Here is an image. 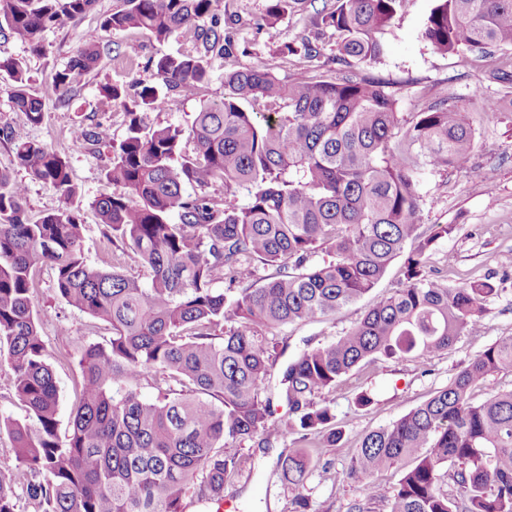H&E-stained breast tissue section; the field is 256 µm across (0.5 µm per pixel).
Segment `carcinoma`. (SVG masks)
I'll list each match as a JSON object with an SVG mask.
<instances>
[{
  "label": "carcinoma",
  "mask_w": 512,
  "mask_h": 512,
  "mask_svg": "<svg viewBox=\"0 0 512 512\" xmlns=\"http://www.w3.org/2000/svg\"><path fill=\"white\" fill-rule=\"evenodd\" d=\"M96 0H0V32L41 55L47 28L86 14ZM405 0H336L317 24L336 35L342 64L375 60L378 34ZM216 0H124L104 27L155 40L190 34L204 51L236 45L213 22ZM424 36L444 52L481 56L512 47V0H437ZM315 58L318 46L279 44ZM100 46L79 45L53 83L60 99L97 67ZM151 72L153 81L138 77ZM9 95L32 124L44 104L30 90L26 61L0 57ZM211 80L203 55L180 53L127 62V80L99 86L98 108L123 110L125 136L112 143L105 188L93 201L104 234L122 244L147 280L90 265L85 224L67 157L34 140L7 137L11 166L0 168V357L27 407L4 418L16 467L0 478V512H18L22 490L33 512H184L188 495L224 497L247 458L228 441L273 448L284 479L307 512L305 480L321 459L308 445L336 443L325 401L366 360L428 361L481 323L500 288L490 279L462 286L431 277L428 262L453 224H420L416 182L422 168H464L472 129L454 108L429 102L403 126L394 101L373 82L305 78L284 82L264 63L224 71V94L204 101L191 126L149 128L143 114L199 96ZM260 102L265 112L243 104ZM53 189L58 210L25 208L26 184L13 169ZM196 187L193 193L185 185ZM248 191L243 207L212 194ZM323 250L330 259L314 261ZM404 258L399 286L373 303L336 340L306 345L278 372L285 417H273L266 383L281 355L275 330L317 322L372 291ZM274 269L259 277L258 266ZM54 272L57 295L111 326L105 343L83 353L82 389L67 432L59 393L33 309L37 271ZM218 281L227 288H214ZM218 327L224 335H214ZM512 371V337L489 345L425 403L366 434L349 475L362 483L350 512H370L375 475L406 459L388 512H512V390L481 403L472 389ZM157 390L145 399L141 388Z\"/></svg>",
  "instance_id": "obj_1"
}]
</instances>
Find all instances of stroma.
<instances>
[{
	"mask_svg": "<svg viewBox=\"0 0 512 512\" xmlns=\"http://www.w3.org/2000/svg\"><path fill=\"white\" fill-rule=\"evenodd\" d=\"M121 4L122 0H96L92 11L68 26L45 30L41 39L46 52L41 56L29 54L26 45L0 34V56L25 59L33 88L45 108L43 122L30 124L23 112L13 107L9 79L0 74V131L18 139L40 141L66 154L79 190L74 205L85 224L88 263L108 269L117 262L127 275L142 279L145 269L104 236L92 207L104 188L106 145L122 139L126 133L121 109L106 114L98 111V88L108 81L124 80L127 60L143 62L164 53L192 52L196 46L185 37L176 36L161 44L145 33L105 28V17ZM335 5L336 0H283L278 19L270 23L266 20L269 0H217L214 16L233 35L237 54L226 60L211 58L213 80L200 98L172 101L144 117L151 127L190 126L201 99L223 94L225 69L242 68L262 59L285 82L311 76L372 78L395 100L399 117L405 122L425 102H445L462 112L474 131V151L466 168L429 170L421 176L417 186L421 222L456 227L451 237L437 244L431 263L449 284L461 285L489 277L502 292L488 302L478 331L461 337L448 354L426 362L378 360L344 377L341 386L330 395L342 437L332 447L320 438L314 442V452L331 462L328 468L313 470L307 480L305 493L315 512H349L359 500L360 485L348 472L352 453L365 434L406 415L446 387L464 364L489 345L512 336V112L489 113L481 109L485 101L512 98V85L496 82L490 76L499 63L512 60V48L485 60L466 52H440L424 37L436 0H406L403 11L381 36V55L369 63L347 66L336 60L335 35L315 23L319 12ZM305 38L318 45L320 54L316 59L300 54L284 59L274 52L282 42L297 45ZM83 42L100 44L104 53L98 67L82 77L75 96L69 102H61L52 76ZM78 126L101 132L104 147L74 148L71 132ZM401 266V261H394L374 294L341 309L333 318L283 327L280 334L287 339L286 357H293L305 344L329 342L356 324L375 295L397 287ZM34 305L41 317L47 359L59 389L58 420L64 428L79 404L83 352L90 344L104 342L111 331L106 323L62 301L56 294L50 270H42L36 280ZM362 392L374 396L370 408L357 406L356 397ZM284 448L281 442L267 451L243 444L242 452L250 456L251 469L225 483L228 512H294L295 492L282 482L276 465Z\"/></svg>",
	"mask_w": 512,
	"mask_h": 512,
	"instance_id": "35a3bbf8",
	"label": "stroma"
}]
</instances>
